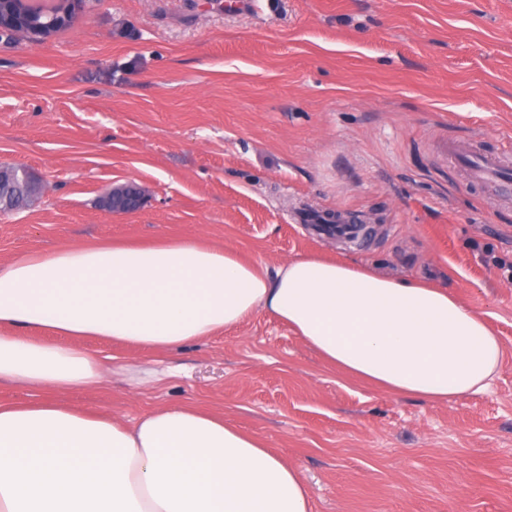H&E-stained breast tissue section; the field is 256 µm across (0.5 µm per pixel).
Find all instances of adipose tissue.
Returning a JSON list of instances; mask_svg holds the SVG:
<instances>
[{"label": "adipose tissue", "instance_id": "1", "mask_svg": "<svg viewBox=\"0 0 512 512\" xmlns=\"http://www.w3.org/2000/svg\"><path fill=\"white\" fill-rule=\"evenodd\" d=\"M347 380L445 402L487 390L505 355L447 287L320 255L276 267L203 239L62 245L0 262V382L95 385L101 338L168 350L255 314ZM69 344H59V337ZM0 512H313L301 471L188 404L127 422L50 400L0 402Z\"/></svg>", "mask_w": 512, "mask_h": 512}]
</instances>
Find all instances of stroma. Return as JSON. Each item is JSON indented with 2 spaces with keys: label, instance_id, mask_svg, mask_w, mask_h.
Returning a JSON list of instances; mask_svg holds the SVG:
<instances>
[{
  "label": "stroma",
  "instance_id": "stroma-1",
  "mask_svg": "<svg viewBox=\"0 0 512 512\" xmlns=\"http://www.w3.org/2000/svg\"><path fill=\"white\" fill-rule=\"evenodd\" d=\"M511 142L512 0H94L43 45L0 41V164L47 184L0 215L1 261L200 236L271 266L321 254L446 285L505 350L487 391L433 403L345 381L259 313L168 351L88 341L97 386L0 401L223 413L299 468L313 512H512V195L448 153ZM128 183L142 207L102 210ZM302 204L380 230L346 244Z\"/></svg>",
  "mask_w": 512,
  "mask_h": 512
}]
</instances>
